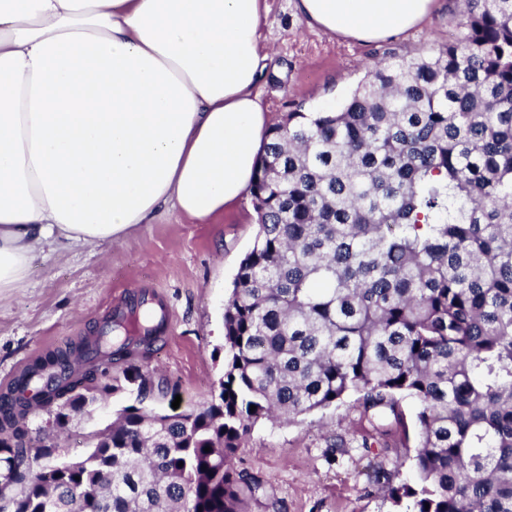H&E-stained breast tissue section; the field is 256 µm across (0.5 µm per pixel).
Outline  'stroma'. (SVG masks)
I'll return each mask as SVG.
<instances>
[{
  "instance_id": "obj_1",
  "label": "stroma",
  "mask_w": 512,
  "mask_h": 512,
  "mask_svg": "<svg viewBox=\"0 0 512 512\" xmlns=\"http://www.w3.org/2000/svg\"><path fill=\"white\" fill-rule=\"evenodd\" d=\"M266 5L262 39L271 60L256 91L278 123L295 110L340 107L383 55L448 43L460 0H442L423 25L376 44L310 29L293 0ZM256 232L247 197L237 211L208 224L169 211L110 243L37 253L25 282L0 294V392L46 352L92 335L115 304L151 292L166 310L164 330L132 362L153 372L165 391L148 398L146 408L168 413L210 401L224 373V306ZM132 400L116 393L73 421L59 439L57 461L82 455L87 435L111 424ZM369 463L381 467L387 481L368 479ZM233 464L267 491L261 502H248L247 512H394L387 483L414 478L410 451L380 436L350 399L285 425L258 422Z\"/></svg>"
}]
</instances>
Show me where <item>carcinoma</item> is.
I'll list each match as a JSON object with an SVG mask.
<instances>
[{
	"instance_id": "1",
	"label": "carcinoma",
	"mask_w": 512,
	"mask_h": 512,
	"mask_svg": "<svg viewBox=\"0 0 512 512\" xmlns=\"http://www.w3.org/2000/svg\"><path fill=\"white\" fill-rule=\"evenodd\" d=\"M250 195L211 401L149 411L152 372L112 375L162 329L130 309L107 324L117 346L100 329L0 393V512H246L264 487L231 461L251 428L350 396L384 435L415 403L399 445L416 479L388 485L395 508L512 512V0H464L455 40L376 62L337 110L288 113ZM33 380L35 407L18 395ZM85 383L137 403L49 463ZM37 409L52 431L32 438Z\"/></svg>"
}]
</instances>
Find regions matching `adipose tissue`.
<instances>
[{
    "label": "adipose tissue",
    "instance_id": "1",
    "mask_svg": "<svg viewBox=\"0 0 512 512\" xmlns=\"http://www.w3.org/2000/svg\"><path fill=\"white\" fill-rule=\"evenodd\" d=\"M440 0H294L370 44ZM265 0H0V293L44 249L239 208L271 119Z\"/></svg>",
    "mask_w": 512,
    "mask_h": 512
}]
</instances>
